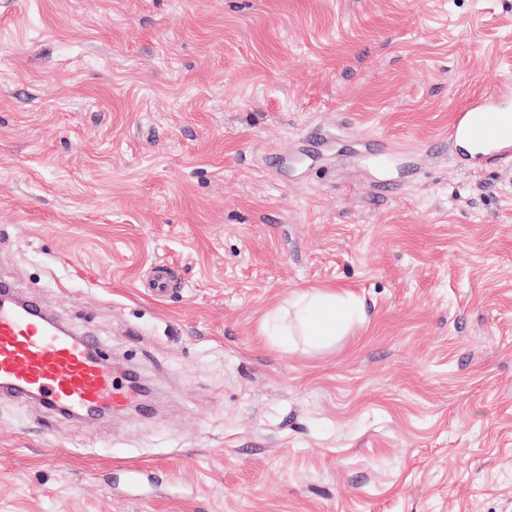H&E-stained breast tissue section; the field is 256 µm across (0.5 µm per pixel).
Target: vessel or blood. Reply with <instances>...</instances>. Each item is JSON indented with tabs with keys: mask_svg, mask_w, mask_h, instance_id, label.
Here are the masks:
<instances>
[{
	"mask_svg": "<svg viewBox=\"0 0 512 512\" xmlns=\"http://www.w3.org/2000/svg\"><path fill=\"white\" fill-rule=\"evenodd\" d=\"M448 142L462 167L512 179V94L471 97L452 113ZM34 397L45 409L76 415L118 408L126 396L112 365L86 337H76L0 292V395Z\"/></svg>",
	"mask_w": 512,
	"mask_h": 512,
	"instance_id": "b4317fda",
	"label": "vessel or blood"
}]
</instances>
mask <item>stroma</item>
<instances>
[{"mask_svg":"<svg viewBox=\"0 0 512 512\" xmlns=\"http://www.w3.org/2000/svg\"><path fill=\"white\" fill-rule=\"evenodd\" d=\"M504 91L512 0H0V281L153 394L0 396V512H512V182L448 148ZM298 317L307 336L326 340L341 330L345 322L346 304L343 296L332 292H301L298 294Z\"/></svg>","mask_w":512,"mask_h":512,"instance_id":"1","label":"stroma"}]
</instances>
